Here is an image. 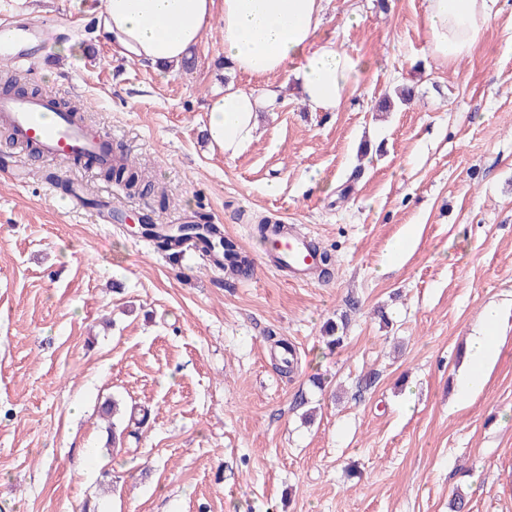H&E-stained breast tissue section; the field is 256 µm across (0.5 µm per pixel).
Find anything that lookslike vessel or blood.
I'll return each instance as SVG.
<instances>
[{
    "instance_id": "vessel-or-blood-1",
    "label": "vessel or blood",
    "mask_w": 512,
    "mask_h": 512,
    "mask_svg": "<svg viewBox=\"0 0 512 512\" xmlns=\"http://www.w3.org/2000/svg\"><path fill=\"white\" fill-rule=\"evenodd\" d=\"M56 36L53 22L46 18L1 15L0 58L26 71L32 57ZM0 125L12 130L17 145L35 144L51 162L71 166L91 158L100 166L111 164L114 158L110 135L60 111L50 92L28 97L0 94ZM272 256L287 263L289 272L303 276L313 274L319 263L309 238L299 234L279 238Z\"/></svg>"
}]
</instances>
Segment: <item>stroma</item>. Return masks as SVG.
Listing matches in <instances>:
<instances>
[{
	"mask_svg": "<svg viewBox=\"0 0 512 512\" xmlns=\"http://www.w3.org/2000/svg\"><path fill=\"white\" fill-rule=\"evenodd\" d=\"M425 7L327 0L322 35L370 67L325 113L288 73L217 74L219 23L190 67L162 71L100 41L99 0H0L61 25L19 81L78 105L152 184L115 196L0 135L16 167L0 170V512H450L458 493L469 512H512V0L448 66ZM228 81L284 91L232 157L205 133ZM406 84L413 99L380 111ZM198 210L249 255L248 279L169 258L136 226ZM263 218L334 253L331 277L272 266ZM491 303L506 344L472 396L465 350ZM112 396L150 411L119 453L98 413Z\"/></svg>",
	"mask_w": 512,
	"mask_h": 512,
	"instance_id": "stroma-1",
	"label": "stroma"
}]
</instances>
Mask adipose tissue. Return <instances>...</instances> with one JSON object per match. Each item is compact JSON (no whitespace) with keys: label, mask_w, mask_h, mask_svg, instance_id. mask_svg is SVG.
Instances as JSON below:
<instances>
[{"label":"adipose tissue","mask_w":512,"mask_h":512,"mask_svg":"<svg viewBox=\"0 0 512 512\" xmlns=\"http://www.w3.org/2000/svg\"><path fill=\"white\" fill-rule=\"evenodd\" d=\"M496 0H427V49L446 65L473 54L493 17ZM325 0H100L104 31L120 53L156 67H178L213 18H220L226 69L252 77L290 71L314 112L339 111L361 61L336 39H322ZM280 88L256 95L226 86L208 102L206 132L225 155H235L256 130L259 112L274 108ZM502 339L489 331L472 337L464 391L483 389Z\"/></svg>","instance_id":"obj_1"}]
</instances>
